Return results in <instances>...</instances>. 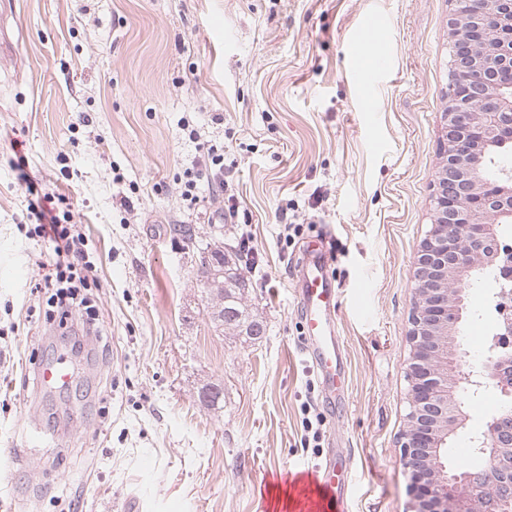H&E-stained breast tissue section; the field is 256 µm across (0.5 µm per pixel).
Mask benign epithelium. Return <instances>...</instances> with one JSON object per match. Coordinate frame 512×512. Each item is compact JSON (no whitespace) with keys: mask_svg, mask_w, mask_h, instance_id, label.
<instances>
[{"mask_svg":"<svg viewBox=\"0 0 512 512\" xmlns=\"http://www.w3.org/2000/svg\"><path fill=\"white\" fill-rule=\"evenodd\" d=\"M448 41L454 80L442 112L443 135L429 230L417 246L415 302L406 370L409 426L400 448L409 469L411 512H491L512 509V478L486 482L480 471L451 465L449 443L464 428L460 393L477 401L486 392L507 407L470 436L472 448L495 466L512 464V383L498 366L512 362V306H500L506 324L501 347L474 365L463 344L470 286L487 269L512 259V244L498 227L512 223V174L485 177V156L512 152V84L497 72L512 70V0H489L501 30L488 37L486 16L451 0ZM492 102L487 112L477 105Z\"/></svg>","mask_w":512,"mask_h":512,"instance_id":"1","label":"benign epithelium"}]
</instances>
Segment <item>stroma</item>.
Returning <instances> with one entry per match:
<instances>
[{
	"label": "stroma",
	"mask_w": 512,
	"mask_h": 512,
	"mask_svg": "<svg viewBox=\"0 0 512 512\" xmlns=\"http://www.w3.org/2000/svg\"><path fill=\"white\" fill-rule=\"evenodd\" d=\"M450 0H0V512H295L290 470L335 457L348 512H409L400 448L415 290L448 92ZM383 16L364 41L368 14ZM390 72L377 80L374 62ZM224 148L238 221L199 142ZM25 157L24 171L13 162ZM35 185L94 264L97 328L44 318L55 261ZM223 236L251 339L212 322L198 244ZM301 234L282 247L280 225ZM252 233L259 266L237 255ZM323 255L343 389L326 397L293 290ZM64 361L71 385L43 388ZM221 383L218 400L198 390ZM502 397L465 405L457 459ZM321 413L320 452L302 408ZM199 149L203 152V156L199 166L200 169H197L196 172L188 169L184 172L186 177V181L184 183L185 190L182 195L193 201L195 195H193V190L196 188L197 180H200L199 177L208 172L214 179V176L218 174H224V150L223 146L218 147L216 144H209V142L199 144ZM212 169H215L216 172L212 173ZM204 171V172H203Z\"/></svg>",
	"instance_id": "stroma-1"
}]
</instances>
